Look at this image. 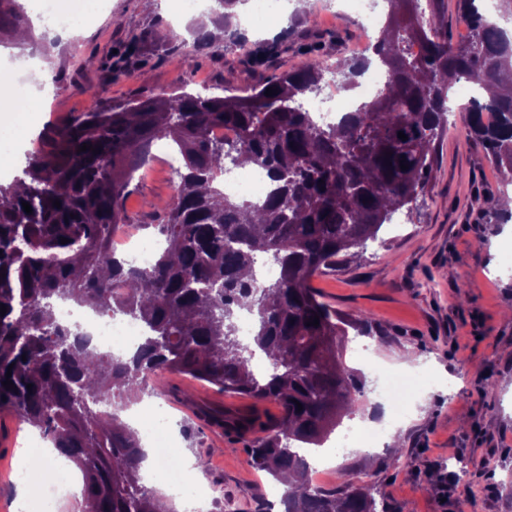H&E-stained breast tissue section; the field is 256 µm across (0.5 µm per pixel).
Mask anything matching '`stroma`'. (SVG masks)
Masks as SVG:
<instances>
[{
  "label": "stroma",
  "instance_id": "1",
  "mask_svg": "<svg viewBox=\"0 0 512 512\" xmlns=\"http://www.w3.org/2000/svg\"><path fill=\"white\" fill-rule=\"evenodd\" d=\"M336 15L325 16L326 7ZM342 0H297V25L271 24L265 36H250L251 52L216 41L213 49L184 67L178 48L192 29H213L211 15L176 12L171 0H100L97 9L80 13L74 33L58 35L49 51L0 47L17 61L48 54L31 86L40 106L29 113L30 127L41 133L89 111L131 97H147L194 83L238 88L243 67L269 78L300 65L309 52L348 56L376 38L387 5L378 0L372 20L342 9ZM169 30L170 35L143 45L113 80L110 64L134 35ZM98 86L99 99L83 88ZM154 158L130 185L126 211L134 222L168 201L174 175L165 159L172 152L156 143ZM501 174L483 152L468 143L462 121L447 125L437 147L429 186L413 216L397 214L361 260L338 274L312 281L322 299L337 310L366 313L371 339L380 348L372 363L352 349L362 336L350 332L346 364L366 380L365 406L386 401L376 391L381 372L430 379V389L395 428L400 448L347 449L332 462L330 485L350 475L393 512H512V270H503L512 249V223L490 224L487 198L499 190ZM145 404H163L170 436L181 454L202 458L199 477L212 490L213 512H254L269 498L273 480L254 471L243 443L211 437L173 396L187 389L217 403L228 398L214 386L177 373L159 375ZM399 467H391V457Z\"/></svg>",
  "mask_w": 512,
  "mask_h": 512
}]
</instances>
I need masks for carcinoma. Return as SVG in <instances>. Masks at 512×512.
Here are the masks:
<instances>
[{
  "label": "carcinoma",
  "instance_id": "cac0c4a2",
  "mask_svg": "<svg viewBox=\"0 0 512 512\" xmlns=\"http://www.w3.org/2000/svg\"><path fill=\"white\" fill-rule=\"evenodd\" d=\"M238 2L217 0L215 11L236 47L246 43L230 29ZM386 2L369 56L312 53L302 67L264 82L244 70L243 87L225 96L183 91L97 106L40 135L24 177L0 184V411H15L80 470L84 512H159L160 495L141 482L140 440L119 412L92 403L110 398L128 408L162 372L251 400L240 409L181 392V401L231 442L251 439L253 468L304 488L300 497L285 491L283 512H387L349 479L331 489L315 484L302 448L322 445L362 408L365 382L343 353L348 329L370 328L366 314H343L321 301L311 282L361 258L396 214L411 215L461 77L486 93L465 107L468 140L497 169L512 172V84L501 83L512 72V34L495 27L475 0H457L470 32L463 43L448 37L440 0H426L425 8L421 0ZM22 29H32L24 7L0 0V39ZM417 41L419 54L412 51ZM211 45L198 31L185 46V65ZM373 59L387 73L384 87L338 122L318 123L304 99L318 95L329 75L353 89ZM269 87L278 93L265 95ZM214 125L236 127L239 139H210ZM161 139L175 145L182 165L174 195L152 225L160 250L144 270L111 252L110 233L129 223L128 188ZM85 143L92 149L79 151ZM244 157L270 176L262 202L213 186L227 164L239 167ZM19 237L26 242L21 253L13 249ZM261 255L279 275L258 288ZM112 287L126 295H111ZM71 301L139 322L144 335L134 355L123 360L90 349L56 316L55 306ZM243 311L253 319L246 344L235 322ZM316 316L319 325H307ZM260 354L271 364L263 374L253 366ZM8 379L15 388L3 386ZM266 401L279 406L277 416L260 407Z\"/></svg>",
  "mask_w": 512,
  "mask_h": 512
}]
</instances>
